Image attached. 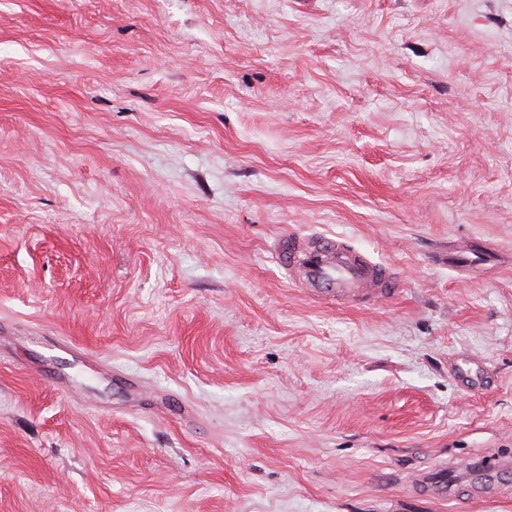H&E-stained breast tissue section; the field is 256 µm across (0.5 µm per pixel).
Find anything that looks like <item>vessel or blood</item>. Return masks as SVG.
<instances>
[{
    "mask_svg": "<svg viewBox=\"0 0 512 512\" xmlns=\"http://www.w3.org/2000/svg\"><path fill=\"white\" fill-rule=\"evenodd\" d=\"M274 257L311 296L339 304L374 303L397 291L391 268L342 239L289 237L275 249Z\"/></svg>",
    "mask_w": 512,
    "mask_h": 512,
    "instance_id": "vessel-or-blood-1",
    "label": "vessel or blood"
}]
</instances>
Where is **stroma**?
<instances>
[{
	"instance_id": "35a3bbf8",
	"label": "stroma",
	"mask_w": 512,
	"mask_h": 512,
	"mask_svg": "<svg viewBox=\"0 0 512 512\" xmlns=\"http://www.w3.org/2000/svg\"><path fill=\"white\" fill-rule=\"evenodd\" d=\"M500 456L512 0H0V512H512ZM273 255L313 297H327L339 304H365L390 298L398 289L391 268L374 262L342 239L288 237Z\"/></svg>"
}]
</instances>
